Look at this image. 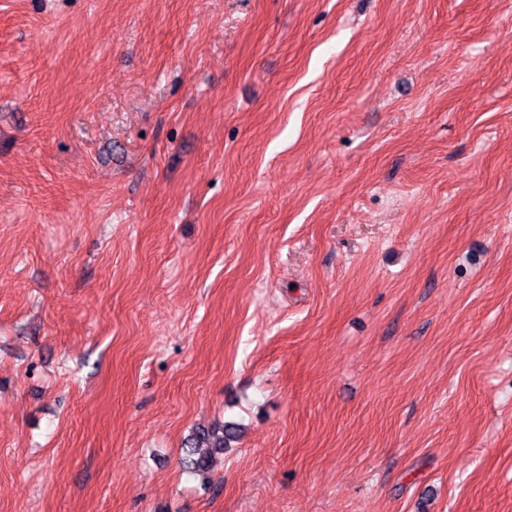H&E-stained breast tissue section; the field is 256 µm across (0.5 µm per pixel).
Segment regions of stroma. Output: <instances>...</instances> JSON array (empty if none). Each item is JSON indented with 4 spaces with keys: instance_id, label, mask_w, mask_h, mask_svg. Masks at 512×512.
Instances as JSON below:
<instances>
[{
    "instance_id": "35a3bbf8",
    "label": "stroma",
    "mask_w": 512,
    "mask_h": 512,
    "mask_svg": "<svg viewBox=\"0 0 512 512\" xmlns=\"http://www.w3.org/2000/svg\"><path fill=\"white\" fill-rule=\"evenodd\" d=\"M0 512H512V0H0ZM237 431L238 426L234 423L214 424L195 429L186 441L189 448H195L192 453L195 457L189 460L191 469L198 474L211 471L216 456L224 454V448H227L228 443L235 438Z\"/></svg>"
}]
</instances>
